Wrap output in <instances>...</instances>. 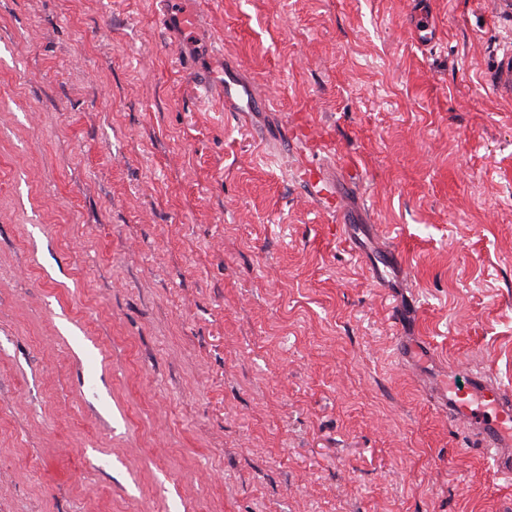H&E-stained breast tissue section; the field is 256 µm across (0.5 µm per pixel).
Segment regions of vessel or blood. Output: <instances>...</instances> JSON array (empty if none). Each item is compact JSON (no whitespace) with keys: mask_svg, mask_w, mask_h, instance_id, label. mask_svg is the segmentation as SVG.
I'll use <instances>...</instances> for the list:
<instances>
[{"mask_svg":"<svg viewBox=\"0 0 512 512\" xmlns=\"http://www.w3.org/2000/svg\"><path fill=\"white\" fill-rule=\"evenodd\" d=\"M308 182L316 203L335 213L337 223H346V211L335 180L319 172L310 175ZM444 392L443 406L449 420L465 424L481 447L490 450L494 467L511 477L512 458H506L503 450L512 443V388L479 376L463 389L454 380H447Z\"/></svg>","mask_w":512,"mask_h":512,"instance_id":"1","label":"vessel or blood"}]
</instances>
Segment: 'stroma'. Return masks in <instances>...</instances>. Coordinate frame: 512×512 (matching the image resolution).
Wrapping results in <instances>:
<instances>
[{
  "label": "stroma",
  "instance_id": "obj_1",
  "mask_svg": "<svg viewBox=\"0 0 512 512\" xmlns=\"http://www.w3.org/2000/svg\"><path fill=\"white\" fill-rule=\"evenodd\" d=\"M511 43L498 0H0V512H512L437 399L512 386ZM347 156L344 228L301 177Z\"/></svg>",
  "mask_w": 512,
  "mask_h": 512
}]
</instances>
